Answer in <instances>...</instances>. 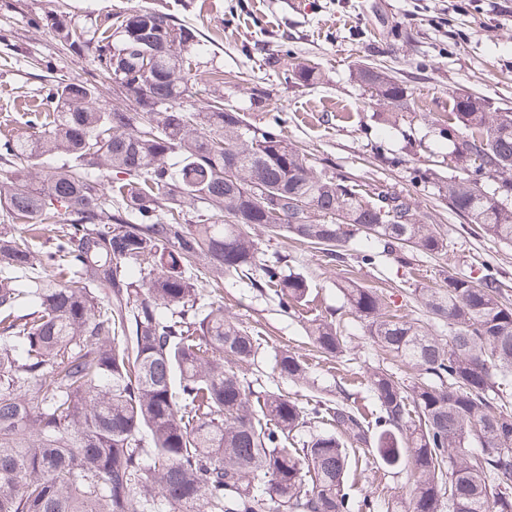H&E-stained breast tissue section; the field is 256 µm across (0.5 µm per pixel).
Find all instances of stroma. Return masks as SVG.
<instances>
[{"mask_svg": "<svg viewBox=\"0 0 512 512\" xmlns=\"http://www.w3.org/2000/svg\"><path fill=\"white\" fill-rule=\"evenodd\" d=\"M307 11L292 0H0V122L24 132L27 104L45 82L33 59L51 61L55 74L83 75L88 56L62 51L52 35L32 28L30 15L68 5L76 21L95 11L123 12L156 7L176 23L196 30L205 66L223 72L217 93L246 119L263 126L278 121L289 140L306 148L317 170L408 199L426 222L440 225L442 253L414 254L410 265L380 253L376 242L357 237L345 247L347 263L326 265L321 253L253 235L263 250L288 257L291 269L312 282L314 308L337 309L346 301L338 288L343 277L384 288L401 314L424 319L413 291L439 283L443 272L473 278L495 272L512 295V246L494 242L449 209L439 194L440 178L454 175L448 164V114L455 95L470 92L497 107L512 106V0H309ZM316 66L322 82L303 87L288 81L290 63ZM378 64L396 71L408 106L387 122L386 106L371 101L357 70ZM375 253L364 265V252ZM224 308L245 327L258 331L269 347L258 357L264 388L307 402L325 396L337 381L365 411L375 408L369 374L378 357L356 319L346 322L348 352L333 369L317 365L313 384L273 374L275 351L307 353L309 340L301 315L284 313L277 301L235 277L224 280ZM404 474L377 464L358 467L350 494L380 492V512H405L409 498Z\"/></svg>", "mask_w": 512, "mask_h": 512, "instance_id": "35a3bbf8", "label": "stroma"}]
</instances>
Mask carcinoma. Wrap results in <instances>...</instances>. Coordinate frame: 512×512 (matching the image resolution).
I'll return each instance as SVG.
<instances>
[{
	"label": "carcinoma",
	"instance_id": "carcinoma-1",
	"mask_svg": "<svg viewBox=\"0 0 512 512\" xmlns=\"http://www.w3.org/2000/svg\"><path fill=\"white\" fill-rule=\"evenodd\" d=\"M61 49L90 57L94 79L48 85L29 131L0 136L11 186L0 210V512H377L378 495L348 492L368 453L400 469L408 512H512V303L494 277L446 274L415 289L448 340L408 321L378 288L347 277L348 312L386 354L415 366L408 385L377 368L374 419L334 399L303 404L253 390L234 371L252 364L261 338L224 315V280L250 281L296 314L312 284L249 232L292 238L345 262L361 236L407 265L446 247L412 204L316 172L310 154L278 128L257 126L209 98L218 73L190 68L199 40L171 14L143 7L84 24L66 11L37 15ZM289 76L319 81L299 63ZM358 77L385 106L403 104L394 75ZM121 81L123 104L97 105V79ZM456 163L441 193L451 210L512 245V107L471 94L448 115ZM492 177L482 188L469 166ZM282 200L263 205L254 185ZM140 265L139 275L130 271ZM333 311L307 318L318 357L346 351ZM273 371L310 381L288 350ZM325 425L327 429L313 432Z\"/></svg>",
	"mask_w": 512,
	"mask_h": 512
}]
</instances>
